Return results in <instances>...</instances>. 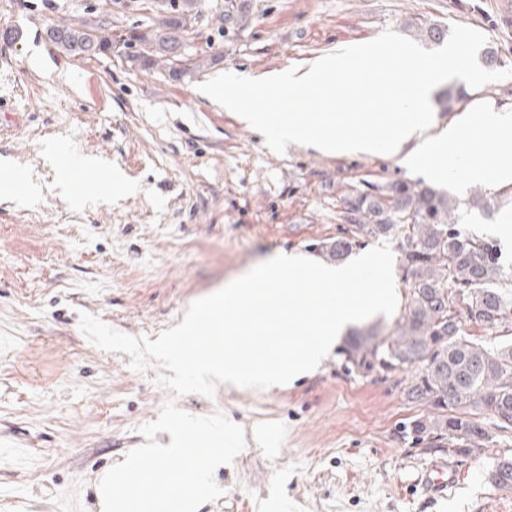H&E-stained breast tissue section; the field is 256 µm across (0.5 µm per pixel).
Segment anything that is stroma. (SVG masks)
Instances as JSON below:
<instances>
[{"label": "stroma", "mask_w": 512, "mask_h": 512, "mask_svg": "<svg viewBox=\"0 0 512 512\" xmlns=\"http://www.w3.org/2000/svg\"><path fill=\"white\" fill-rule=\"evenodd\" d=\"M255 18L224 33V0H202L186 39L218 64L172 79L124 56L73 59L47 28L105 20L113 36L150 21L152 0H0V512H101L98 482L131 449L139 426L167 401L220 411L245 434L272 427L276 447L247 442L216 469L224 495L198 512H259L276 494L288 512H512V490L489 472L512 455L494 435L464 458L407 425L428 412L408 402L411 372L361 375L342 349L309 377L269 393L179 398L140 374L122 352L94 346L80 312L132 336L157 339L188 306L279 250L316 254L341 235L337 201L361 180L410 178L391 155L332 156L305 147L277 154L263 135L197 89L230 72L261 76L299 65L385 29L434 49L425 31L461 24L487 37L512 67V29L494 0H253ZM96 158L97 174L123 191H62L53 145ZM41 189L26 200L16 185ZM444 459L458 472L446 497L420 476Z\"/></svg>", "instance_id": "1"}]
</instances>
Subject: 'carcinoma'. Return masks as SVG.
Returning <instances> with one entry per match:
<instances>
[{"mask_svg":"<svg viewBox=\"0 0 512 512\" xmlns=\"http://www.w3.org/2000/svg\"><path fill=\"white\" fill-rule=\"evenodd\" d=\"M200 0H153L155 19L125 30L122 46L100 22L82 20L50 26L49 40L63 54L90 58L117 46L127 62L163 70L178 79L190 71L211 68L220 58L199 52L179 55L185 37L199 17ZM252 20L251 0H224V28L240 30ZM343 235L318 243L321 254L340 261L353 245L379 237L401 240L408 311L382 336L359 333L349 343L347 362L368 372L373 352L391 369L413 372L406 396L431 409L415 419L410 434L460 442L469 455L493 435L475 418L459 411L469 406L494 419V429L512 434V342L488 346L465 333L463 322L500 336L512 335V289L496 249L455 227L459 202L421 182L363 180L343 195ZM511 466L493 468L498 487L512 489Z\"/></svg>","mask_w":512,"mask_h":512,"instance_id":"1","label":"carcinoma"}]
</instances>
